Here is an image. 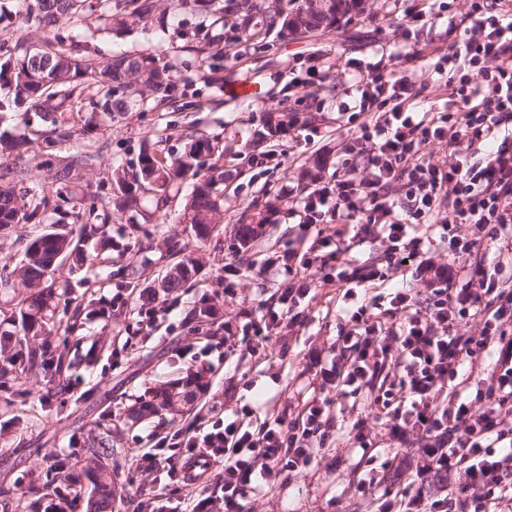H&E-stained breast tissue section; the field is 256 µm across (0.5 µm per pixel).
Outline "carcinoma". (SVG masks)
<instances>
[{
	"label": "carcinoma",
	"instance_id": "1",
	"mask_svg": "<svg viewBox=\"0 0 512 512\" xmlns=\"http://www.w3.org/2000/svg\"><path fill=\"white\" fill-rule=\"evenodd\" d=\"M288 6L283 0H24V25H39L53 30L61 25L90 29L89 20L101 23L98 30L110 33L139 31L150 39H162L167 27L168 13H179L196 19L195 28L201 40L189 50L205 63L211 52L224 48V42L249 41L265 38L272 32H286L293 36H307L335 27L339 19L361 8L362 0H292ZM80 41L55 34L39 43L21 38L14 51L0 56V110L12 105L29 104L31 111L49 124L46 143L55 144L72 136L67 116L88 112L107 116H121L141 112L147 106L159 108L172 100L175 91L176 68L150 52L139 51L119 55L107 62L82 53ZM287 121L282 116L269 115L266 127L255 134L252 142L258 149L266 137L279 132ZM27 145L23 138L0 132V158L20 152ZM224 146L203 135H195L178 157L165 155L151 145L140 149L137 163L126 168L119 164L113 170V205L122 212L139 214L143 220L166 217V208L187 178L195 179L190 199L186 202L180 223L190 225L199 240L209 237L213 225L224 221V182L232 174L213 168L212 174L198 178L201 159L221 157ZM89 156L80 153L59 169L53 182L66 184L73 172L84 166ZM15 171L0 163V228L20 224L35 217L49 205L48 197L17 187ZM266 219L253 222L242 214L236 231L251 235L256 242L260 234L255 226ZM75 238L60 233H45L29 240L24 258L15 269L20 284L28 289L21 299L18 317L23 335L38 336L46 331L53 292L43 284L47 270L59 259L79 255ZM196 265L190 260L176 263L161 280L163 293L173 292L191 281ZM8 340L0 341V376L6 375L17 358L26 356L25 363L32 369L38 366L43 353L33 348L26 353L12 352ZM202 386V377L189 376L185 381L161 389L155 395L157 403L141 406L138 416L143 418L162 410L176 413L191 404L196 397L194 389ZM112 441L107 437L97 440L91 448L97 464L90 469L92 488L87 495L85 512H112L117 489L112 470L103 460L112 456Z\"/></svg>",
	"mask_w": 512,
	"mask_h": 512
}]
</instances>
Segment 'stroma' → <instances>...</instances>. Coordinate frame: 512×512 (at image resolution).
Listing matches in <instances>:
<instances>
[{"label": "stroma", "instance_id": "obj_1", "mask_svg": "<svg viewBox=\"0 0 512 512\" xmlns=\"http://www.w3.org/2000/svg\"><path fill=\"white\" fill-rule=\"evenodd\" d=\"M437 20L429 30H402L403 0H365L362 9L341 18L335 29L297 39L273 34L259 43L229 40L222 55L201 63L186 49L193 25L170 18L163 40L142 34L102 33L93 44L95 56L149 50L172 61L180 75L175 99L163 110L131 112L112 119L99 116L95 144L82 135L47 145L38 135L34 113L15 109L0 114V131L30 138L27 153L13 160L21 186L41 190L51 175L80 152H90L79 172L78 186H67L61 197L38 219L0 230V336L15 335L13 313L26 290L13 274L29 239L46 232L71 231L74 212L89 218L94 231L84 263L64 261L52 279L56 286L50 335L29 338L45 350L41 364L0 378V512H53L59 497L69 500L68 512H83L93 465L92 437L112 435L114 452L108 463L118 483L119 512H140L153 500L167 506L169 488L157 473L139 468V453L157 437L188 426L210 431L242 406L254 408L257 420L281 414L289 400L311 394L304 373L310 356L328 351L344 321L336 312V286L316 281L306 320L293 337L277 329L266 355H249L234 347L221 323L242 325L244 312L260 313L277 303L288 285L283 268L267 265L269 257L287 249L299 232L293 212L292 187L305 186V171L332 181L355 142L348 130L346 108L357 93L351 69L338 58L375 62L411 44L420 59L413 64L417 107L442 106L448 89L432 81L438 47L447 45L445 18H464L465 0H421ZM250 85L248 97L225 95V82ZM308 104L307 121L268 140L275 159L258 156L254 134L270 113ZM204 134L224 145L219 161L205 159L202 174L220 164L234 175L224 202V222L204 241L176 212L166 219L144 221L115 211L112 170L115 163H136L143 144L169 155L181 152L189 136ZM270 211L271 221L245 253L235 250V229L241 213ZM110 215L100 223V215ZM180 250L170 253L167 240ZM192 258L197 274L192 287L160 295L153 308L158 318L146 327L139 294L157 286L170 268ZM237 294L226 297L225 282ZM211 306L216 324L194 319ZM204 371L207 389L188 412L162 411L133 421L131 412L150 400L164 384ZM359 454L348 447L327 448L310 470L291 480L261 488L250 498L254 512H338L337 497L352 477Z\"/></svg>", "mask_w": 512, "mask_h": 512}]
</instances>
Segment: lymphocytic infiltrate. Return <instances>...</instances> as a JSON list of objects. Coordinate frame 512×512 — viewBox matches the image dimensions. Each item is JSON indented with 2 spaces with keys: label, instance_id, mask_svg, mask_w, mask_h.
<instances>
[{
  "label": "lymphocytic infiltrate",
  "instance_id": "lymphocytic-infiltrate-1",
  "mask_svg": "<svg viewBox=\"0 0 512 512\" xmlns=\"http://www.w3.org/2000/svg\"><path fill=\"white\" fill-rule=\"evenodd\" d=\"M465 17L460 40L449 22L453 39L434 69L448 87L436 111L410 104L416 53L400 51L393 68L355 65L349 120L369 147L366 166L342 161L334 181L303 192L302 236L276 258L288 286L242 325L239 346L253 354L275 327L300 326L299 307L329 267L347 301L397 273L422 283L426 299L398 290L352 312L327 357L312 361L319 389L298 412L256 426L246 408L205 434L174 432L184 458L223 461L224 512H245L257 488L312 467L334 427L361 451L348 483L356 512H495L512 500V0H468ZM430 145L447 166L426 161ZM443 210L447 232L421 235ZM317 221L325 231L307 245ZM351 240L381 243L383 264L348 258ZM388 368L390 389L374 393ZM348 396L369 409L336 424L334 405Z\"/></svg>",
  "mask_w": 512,
  "mask_h": 512
}]
</instances>
